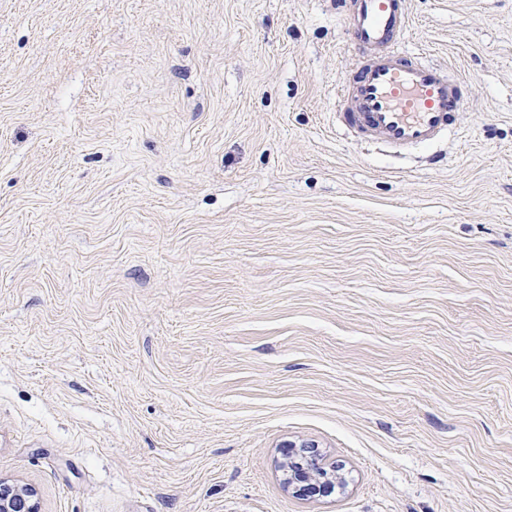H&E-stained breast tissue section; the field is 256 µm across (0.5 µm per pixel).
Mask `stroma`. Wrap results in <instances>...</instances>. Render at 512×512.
I'll use <instances>...</instances> for the list:
<instances>
[{
	"label": "stroma",
	"instance_id": "35a3bbf8",
	"mask_svg": "<svg viewBox=\"0 0 512 512\" xmlns=\"http://www.w3.org/2000/svg\"><path fill=\"white\" fill-rule=\"evenodd\" d=\"M402 158L330 0H0V478L41 512H512V0ZM344 483L301 496L289 445Z\"/></svg>",
	"mask_w": 512,
	"mask_h": 512
}]
</instances>
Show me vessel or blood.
I'll use <instances>...</instances> for the list:
<instances>
[{
    "label": "vessel or blood",
    "instance_id": "1",
    "mask_svg": "<svg viewBox=\"0 0 512 512\" xmlns=\"http://www.w3.org/2000/svg\"><path fill=\"white\" fill-rule=\"evenodd\" d=\"M342 9L355 43L372 56L357 63L333 102L339 125L398 152L442 141L464 105L465 79L403 49L405 0H343Z\"/></svg>",
    "mask_w": 512,
    "mask_h": 512
}]
</instances>
